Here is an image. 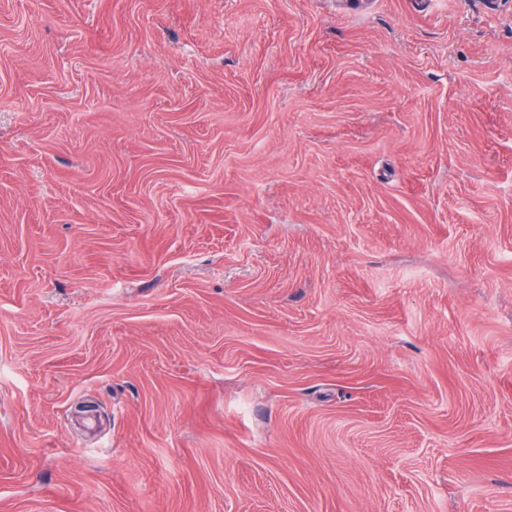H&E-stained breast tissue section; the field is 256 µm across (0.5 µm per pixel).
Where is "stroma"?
Wrapping results in <instances>:
<instances>
[{
	"mask_svg": "<svg viewBox=\"0 0 512 512\" xmlns=\"http://www.w3.org/2000/svg\"><path fill=\"white\" fill-rule=\"evenodd\" d=\"M0 512H512V0H0Z\"/></svg>",
	"mask_w": 512,
	"mask_h": 512,
	"instance_id": "stroma-1",
	"label": "stroma"
}]
</instances>
